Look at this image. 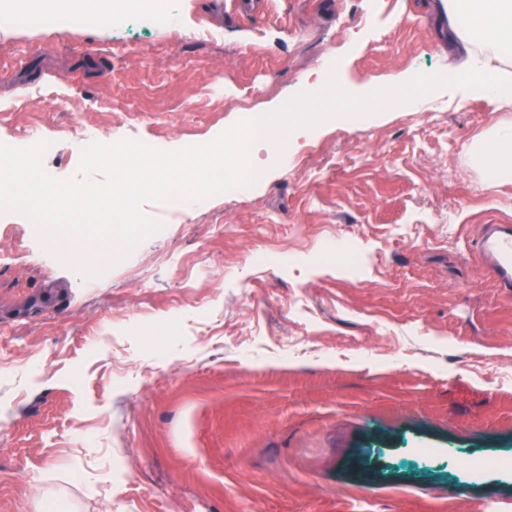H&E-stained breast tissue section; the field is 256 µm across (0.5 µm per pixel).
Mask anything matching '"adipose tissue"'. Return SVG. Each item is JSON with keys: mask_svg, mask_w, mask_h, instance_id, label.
I'll use <instances>...</instances> for the list:
<instances>
[{"mask_svg": "<svg viewBox=\"0 0 512 512\" xmlns=\"http://www.w3.org/2000/svg\"><path fill=\"white\" fill-rule=\"evenodd\" d=\"M451 25L473 51L460 72L470 91L512 106V0H441ZM480 157L488 181L512 179V125L495 129Z\"/></svg>", "mask_w": 512, "mask_h": 512, "instance_id": "adipose-tissue-1", "label": "adipose tissue"}]
</instances>
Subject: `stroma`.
I'll use <instances>...</instances> for the list:
<instances>
[{
  "label": "stroma",
  "mask_w": 512,
  "mask_h": 512,
  "mask_svg": "<svg viewBox=\"0 0 512 512\" xmlns=\"http://www.w3.org/2000/svg\"><path fill=\"white\" fill-rule=\"evenodd\" d=\"M439 0H171L176 24L0 28V140L162 150L270 112L334 60L344 103L288 165L162 229L104 275L0 216V512H512V292L475 255L512 224L477 146L512 107L460 85Z\"/></svg>",
  "instance_id": "stroma-1"
}]
</instances>
